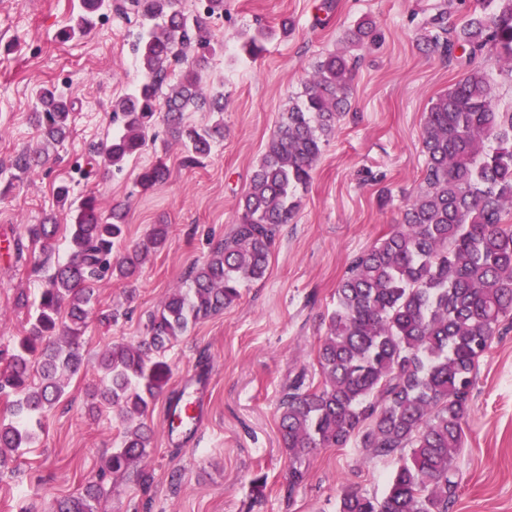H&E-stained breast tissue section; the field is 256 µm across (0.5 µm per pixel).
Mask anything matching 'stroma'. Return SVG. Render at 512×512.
<instances>
[{"label": "stroma", "instance_id": "1", "mask_svg": "<svg viewBox=\"0 0 512 512\" xmlns=\"http://www.w3.org/2000/svg\"><path fill=\"white\" fill-rule=\"evenodd\" d=\"M439 2L224 0L223 17L210 25L219 48L199 70L208 92L224 94L223 139L200 165L187 167L182 145L160 124L122 172L109 174L89 148L117 131L112 103L140 79L128 38L135 23L108 10L73 35L80 0H0V349L26 324L18 294L36 299L68 257L62 235L16 254L26 225L47 217L69 224L74 204L92 193L103 213L125 207L127 243L153 225L169 227L164 247L147 255L134 285L109 277L98 283L94 311L120 307L128 315L110 324L90 321L82 368L62 402L32 422L30 440L0 470V512H45L54 499L96 482L123 431L116 411L91 407L92 386L103 377L101 354L112 343L145 336L148 314L223 241L291 98L315 62L343 50L345 31L366 17L375 38L355 51L352 109L324 145L293 223L281 227L265 278L244 285L236 304L192 327L169 351L171 377L147 418L152 480L106 485L95 512H336L345 487L385 493L394 464L362 462L352 446L316 450L307 482L289 489L278 404L299 370L315 362L322 321L336 306L351 256L396 224L422 182L425 113L465 74L423 44ZM259 28L272 35L253 59L241 35ZM46 89L71 106L70 132L59 143H46L35 120ZM26 149L45 153L46 162L20 177L11 163ZM160 157L169 179L141 192L139 173ZM62 183L69 187L65 204L56 198ZM187 383L200 397L198 432L190 437L169 433L163 418L172 394ZM464 432L454 512H512L511 322L479 363ZM257 475L266 478L260 498L251 484Z\"/></svg>", "mask_w": 512, "mask_h": 512}]
</instances>
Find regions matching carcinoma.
I'll use <instances>...</instances> for the list:
<instances>
[{
	"label": "carcinoma",
	"mask_w": 512,
	"mask_h": 512,
	"mask_svg": "<svg viewBox=\"0 0 512 512\" xmlns=\"http://www.w3.org/2000/svg\"><path fill=\"white\" fill-rule=\"evenodd\" d=\"M112 7L135 18L141 79L112 103L119 132L91 151L120 172L160 118L184 146L185 161L199 162L224 137V120L197 128L185 123L184 113H222L224 94H205L195 66L177 72L172 64L181 63L193 43L205 54L215 51L209 20L224 15V0H205L195 14L179 0H83L81 25ZM431 28L428 48L470 70L430 102L419 190L399 222L351 259L336 288V309L316 352L318 383L308 385L305 374L298 375L278 407L291 491L306 482L317 448L352 443L365 462L395 464L383 496L345 488L336 512H453L462 481L456 458L477 369L512 315V109H500L487 72L474 66L489 54L499 70L512 74V0H476L461 24L448 23L442 8ZM266 37L258 29L245 35L244 47L257 56ZM373 38L369 20L346 33L352 46ZM352 69L344 52L316 61L237 201L231 233L192 268L189 289H172L149 314L147 336L114 343L101 354L105 377L92 397L126 423L108 461L112 478L150 480L151 433L143 419L170 379L166 353L193 325L239 300L244 284L265 277L280 227L294 218L326 140L350 111ZM40 101L43 135L63 141L70 116L64 96L46 89ZM40 164L41 157L22 152L13 168L27 174ZM168 175L160 160L139 174L138 185L151 191ZM125 217L117 206L103 216L93 194L82 198L70 225L69 259L42 289L25 335L0 352V393L16 396L14 420H0L1 469L29 438L26 422L56 404L65 394L64 377L80 369L96 284L106 276L134 278L145 257L166 242L168 225L156 224L145 240L115 253ZM57 228L49 221L31 224L27 234L33 243L46 242ZM101 494L92 484L55 502L50 512H94Z\"/></svg>",
	"instance_id": "1"
}]
</instances>
